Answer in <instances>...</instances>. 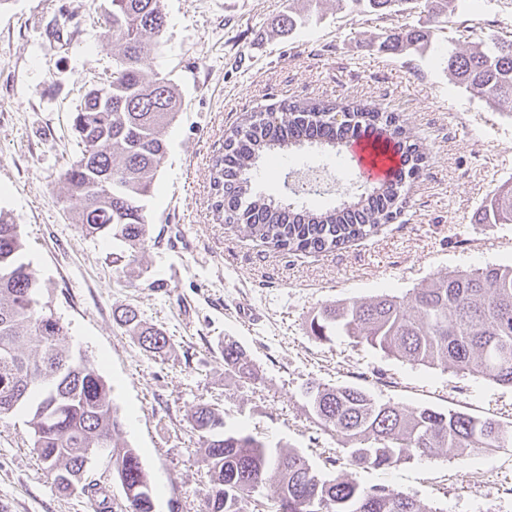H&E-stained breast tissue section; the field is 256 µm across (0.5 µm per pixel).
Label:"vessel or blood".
<instances>
[{
    "instance_id": "obj_1",
    "label": "vessel or blood",
    "mask_w": 512,
    "mask_h": 512,
    "mask_svg": "<svg viewBox=\"0 0 512 512\" xmlns=\"http://www.w3.org/2000/svg\"><path fill=\"white\" fill-rule=\"evenodd\" d=\"M345 154L364 179L385 185L394 182L399 156L383 130L370 129L353 137Z\"/></svg>"
}]
</instances>
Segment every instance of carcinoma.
<instances>
[{"label": "carcinoma", "instance_id": "1", "mask_svg": "<svg viewBox=\"0 0 512 512\" xmlns=\"http://www.w3.org/2000/svg\"><path fill=\"white\" fill-rule=\"evenodd\" d=\"M106 35L116 51L106 80L110 99L95 86L72 115L80 153L61 174L62 203L78 216L87 237L120 243L117 267L133 268L148 247L143 201L163 164L165 130L174 120L178 94L170 79L145 68L159 45L167 15L164 0H109ZM349 13L390 21L425 7L435 16L468 14L477 0H339ZM379 48L424 51L429 33L391 25L378 35ZM448 74L495 111L512 117V38L490 34L443 53ZM341 112L344 118L335 120ZM379 128L402 149L395 182L373 186L326 211L281 203L254 191L258 162L315 147L339 157L353 131ZM426 154L392 112L361 101L288 102L252 115L230 129L215 160V207L224 223L239 224L248 237L291 252L322 253L363 239L406 205L400 188L419 177ZM481 224L512 223V188L493 194ZM25 243L14 217L0 211V418L26 416L32 450L56 490L98 495L88 479L83 450L108 443L107 465L134 492L136 512H154L148 472L135 449L119 441L121 421L95 362L67 345L68 329L42 302L40 284L23 261ZM119 328L141 351L164 357L165 332L148 324L134 307L113 313ZM315 338L343 335L387 356L428 369L481 376L512 387V264L489 265L438 276L401 299L326 304L310 321ZM224 373L238 387L258 384V372L234 339L222 343ZM310 413L345 447L351 465L390 469L415 458L451 451L504 448L512 425L450 409L408 408L382 401L353 385L310 382L304 387ZM188 422L207 470L209 490L202 512H433L386 485L364 487L345 474L323 478L291 448H270L244 430H226L224 411L198 404ZM272 488L266 500L257 499Z\"/></svg>", "mask_w": 512, "mask_h": 512}]
</instances>
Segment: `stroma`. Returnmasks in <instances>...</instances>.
<instances>
[{
	"instance_id": "stroma-1",
	"label": "stroma",
	"mask_w": 512,
	"mask_h": 512,
	"mask_svg": "<svg viewBox=\"0 0 512 512\" xmlns=\"http://www.w3.org/2000/svg\"><path fill=\"white\" fill-rule=\"evenodd\" d=\"M106 0H0V210L20 224L24 260L43 299L69 329L72 350L95 360L155 489V512H199L208 490L187 415L219 403L227 428L305 456L325 476L389 486L438 512H512V447L414 459L386 469L350 465L315 424L301 395L309 382L353 384L409 408L454 409L512 422V388L385 356L345 336L319 340L309 319L322 305L383 294L408 297L432 278L512 264V224H482V206L512 180V119L449 77L443 49L473 37L512 34V0H479L471 20L427 23L422 55L378 49L386 27L321 0L293 34L274 23L303 0H165L161 47L145 62L175 83L182 105L166 130L167 153L145 201L151 241L134 273L111 263V243L82 235L64 209L61 171L78 148L70 117L85 90L112 70L101 26ZM358 99L400 113L427 153L406 207L373 236L326 253H292L251 240L215 211L212 166L224 132L247 113L284 100ZM325 208L363 189L345 162L306 150L260 169L259 190L292 198L301 172L322 166ZM135 307L169 336L148 358L113 320ZM259 370L256 390L224 375V338ZM333 450L335 466L325 463ZM0 503L11 512H94L53 486L31 448L23 415L0 420Z\"/></svg>"
}]
</instances>
